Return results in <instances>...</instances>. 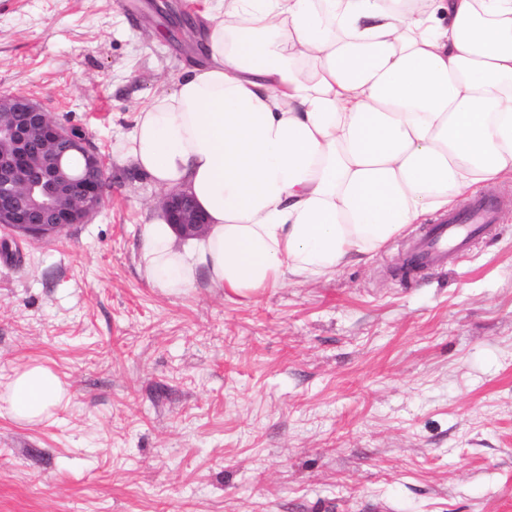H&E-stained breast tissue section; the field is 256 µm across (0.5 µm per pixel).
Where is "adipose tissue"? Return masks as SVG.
<instances>
[{
  "label": "adipose tissue",
  "instance_id": "ef3b65f1",
  "mask_svg": "<svg viewBox=\"0 0 512 512\" xmlns=\"http://www.w3.org/2000/svg\"><path fill=\"white\" fill-rule=\"evenodd\" d=\"M207 62L119 147L205 234L146 224L147 282L246 297L361 262L426 215L512 179V0H218ZM68 395L48 366L0 382L14 420ZM159 207L169 224L180 235L199 234L207 226L204 214L186 193L171 191L163 194Z\"/></svg>",
  "mask_w": 512,
  "mask_h": 512
}]
</instances>
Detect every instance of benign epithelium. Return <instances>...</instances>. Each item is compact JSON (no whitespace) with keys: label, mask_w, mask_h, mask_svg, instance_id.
Masks as SVG:
<instances>
[{"label":"benign epithelium","mask_w":512,"mask_h":512,"mask_svg":"<svg viewBox=\"0 0 512 512\" xmlns=\"http://www.w3.org/2000/svg\"><path fill=\"white\" fill-rule=\"evenodd\" d=\"M68 152L85 160L83 172L70 171ZM104 159L81 131L60 124L34 98L0 95V226L30 238L84 224L104 198ZM159 207L181 235L201 233L204 214L183 192L162 195Z\"/></svg>","instance_id":"1"}]
</instances>
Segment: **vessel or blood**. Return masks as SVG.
<instances>
[{
	"label": "vessel or blood",
	"instance_id": "vessel-or-blood-1",
	"mask_svg": "<svg viewBox=\"0 0 512 512\" xmlns=\"http://www.w3.org/2000/svg\"><path fill=\"white\" fill-rule=\"evenodd\" d=\"M499 208V200L481 198L471 203L467 220L448 215L428 228L424 238L411 249V260L420 267L447 266L482 233L486 224L496 219Z\"/></svg>",
	"mask_w": 512,
	"mask_h": 512
}]
</instances>
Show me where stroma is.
<instances>
[{"label": "stroma", "instance_id": "stroma-1", "mask_svg": "<svg viewBox=\"0 0 512 512\" xmlns=\"http://www.w3.org/2000/svg\"><path fill=\"white\" fill-rule=\"evenodd\" d=\"M167 3L0 0V94L107 164L87 223L0 253V377L36 360L69 390L39 425L0 408V512H512V184L443 268L403 276L415 224L246 299L151 287L160 193L117 149L206 60Z\"/></svg>", "mask_w": 512, "mask_h": 512}]
</instances>
